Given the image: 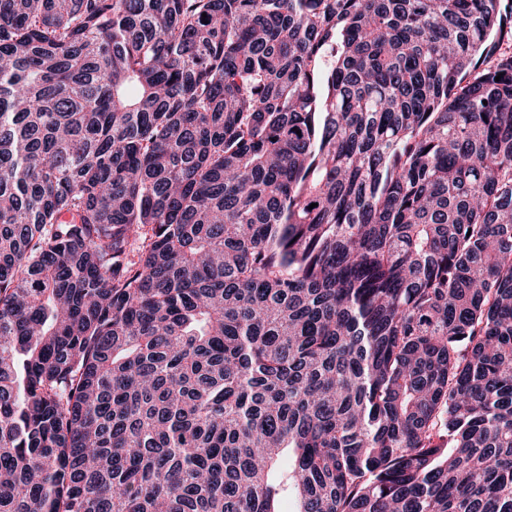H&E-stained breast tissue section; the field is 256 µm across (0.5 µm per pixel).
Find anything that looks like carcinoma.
Segmentation results:
<instances>
[{
	"mask_svg": "<svg viewBox=\"0 0 512 512\" xmlns=\"http://www.w3.org/2000/svg\"><path fill=\"white\" fill-rule=\"evenodd\" d=\"M509 32L0 0V512H512Z\"/></svg>",
	"mask_w": 512,
	"mask_h": 512,
	"instance_id": "carcinoma-1",
	"label": "carcinoma"
}]
</instances>
